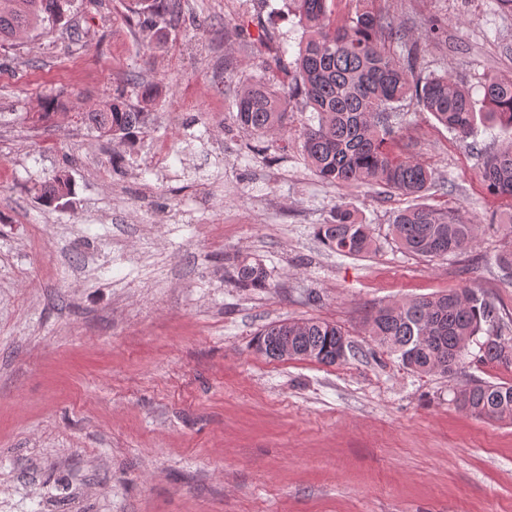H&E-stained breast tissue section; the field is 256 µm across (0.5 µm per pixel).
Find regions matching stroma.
Returning a JSON list of instances; mask_svg holds the SVG:
<instances>
[{
  "label": "stroma",
  "mask_w": 512,
  "mask_h": 512,
  "mask_svg": "<svg viewBox=\"0 0 512 512\" xmlns=\"http://www.w3.org/2000/svg\"><path fill=\"white\" fill-rule=\"evenodd\" d=\"M135 3L74 0L53 29L0 45V512H512V424L453 402L474 378L512 383V364L470 355L454 376L420 375L364 327L372 308L473 288L512 329L501 238L406 253L389 226L414 198L318 179L310 109L289 112L284 152L237 126L241 86L286 83L296 57L283 0H179L174 26L139 22ZM368 6L402 27L387 50L413 49L416 72L451 74L474 101L487 74L512 75L497 0ZM116 96L145 117L134 142L64 119ZM398 120L435 172L424 203L481 224L512 209L481 181L499 131L462 140L407 101ZM64 168L71 204L43 206L35 185ZM341 198L377 253L317 239ZM242 260L267 287H238ZM308 318L341 326L353 355L255 351L266 326Z\"/></svg>",
  "instance_id": "stroma-1"
}]
</instances>
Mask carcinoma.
Masks as SVG:
<instances>
[{"mask_svg":"<svg viewBox=\"0 0 512 512\" xmlns=\"http://www.w3.org/2000/svg\"><path fill=\"white\" fill-rule=\"evenodd\" d=\"M73 0H14L0 9V42H9L39 25L60 23ZM299 18L305 38L299 44L295 75L288 90L277 92L264 83L244 86L235 99L236 121L246 132L288 134V106L300 97L312 108L317 124L304 127L303 155L322 180L336 185L379 186L414 197L433 184V173L422 161L399 146L396 105L414 100L461 138L475 135L477 119L512 130V77L490 74L483 84L485 111H475L469 90L450 75L421 78L411 61L402 62L381 47L379 32L393 29L390 21L357 0L355 10L339 25L330 20L327 0H285ZM151 20L173 16L174 0H139ZM85 125L99 136L133 141L143 125V113L114 98L85 113ZM482 181L487 192L512 200V143L485 156ZM47 207H60L72 197L70 177L53 176L36 189ZM494 231L512 240V211L498 224H478L458 212L417 204L400 211L391 224L393 241L409 253L440 257L473 246ZM317 237L343 256L375 253L380 243L370 225L358 219L350 203L339 201L330 218L317 226ZM242 288H264L268 274L260 262L245 260L234 268ZM369 336L398 355L417 374H456L469 345L484 332L480 360L512 363V336L500 326L496 307L472 288L380 306L367 313ZM288 345L299 359L324 365L337 361L340 345L351 342L340 327L317 318L272 324L257 337L255 348L277 341ZM453 401L471 415L512 423V384L470 381L454 391Z\"/></svg>","mask_w":512,"mask_h":512,"instance_id":"cac0c4a2","label":"carcinoma"}]
</instances>
